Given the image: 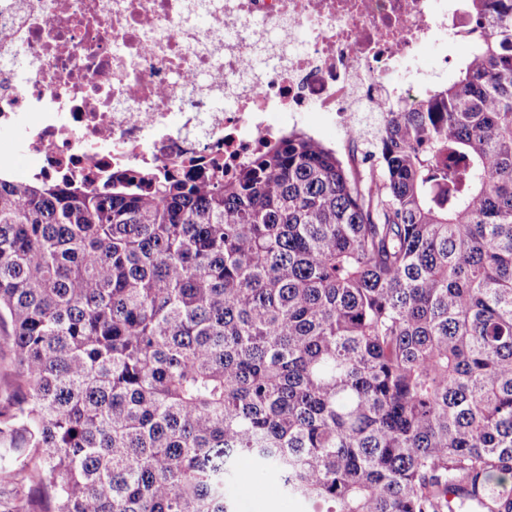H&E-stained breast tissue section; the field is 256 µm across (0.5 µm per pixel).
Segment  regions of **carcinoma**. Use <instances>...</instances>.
I'll return each instance as SVG.
<instances>
[{
  "label": "carcinoma",
  "instance_id": "carcinoma-1",
  "mask_svg": "<svg viewBox=\"0 0 512 512\" xmlns=\"http://www.w3.org/2000/svg\"><path fill=\"white\" fill-rule=\"evenodd\" d=\"M346 167L305 133L215 182L0 175V450L25 512H512V0ZM7 461L19 472V476L13 485L0 484V512L11 510L13 505L25 501L30 488L29 474L34 466V460L30 458H8ZM275 483V476L270 474L266 479H250L248 485L244 484L242 496H247L248 487L250 492L246 512H307L308 509L301 502L278 493Z\"/></svg>",
  "mask_w": 512,
  "mask_h": 512
}]
</instances>
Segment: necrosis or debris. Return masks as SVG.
Segmentation results:
<instances>
[{"mask_svg": "<svg viewBox=\"0 0 512 512\" xmlns=\"http://www.w3.org/2000/svg\"><path fill=\"white\" fill-rule=\"evenodd\" d=\"M464 21L457 0H0V169L227 176L311 114L417 108L420 47L471 56Z\"/></svg>", "mask_w": 512, "mask_h": 512, "instance_id": "obj_1", "label": "necrosis or debris"}]
</instances>
